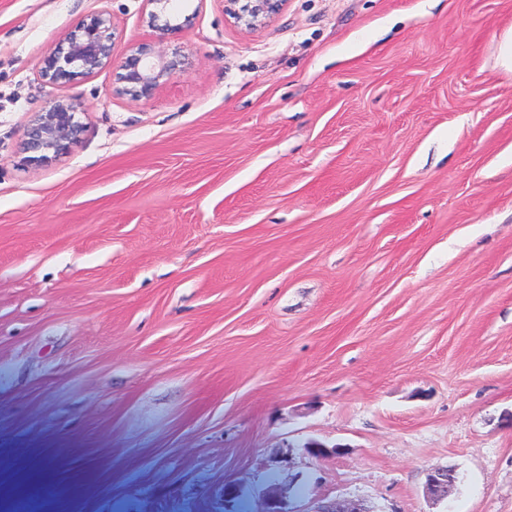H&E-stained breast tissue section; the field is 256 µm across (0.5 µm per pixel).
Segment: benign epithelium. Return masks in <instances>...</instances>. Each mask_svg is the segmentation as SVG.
<instances>
[{
  "mask_svg": "<svg viewBox=\"0 0 512 512\" xmlns=\"http://www.w3.org/2000/svg\"><path fill=\"white\" fill-rule=\"evenodd\" d=\"M142 22L162 32L173 30L152 6L162 0H143ZM223 0L224 14L249 30L277 14L286 0ZM116 27L111 12L103 8L82 19L44 59L39 71L40 80L53 88H62L78 77H92L105 68H112L115 94L129 92L151 98L184 66L178 51L168 52L150 42L128 43L121 57L113 54ZM79 107L63 99L35 113L25 130V149L32 153L28 161L43 164L68 153L71 144L83 132L77 117ZM454 476L446 470L429 475V490L437 495Z\"/></svg>",
  "mask_w": 512,
  "mask_h": 512,
  "instance_id": "1",
  "label": "benign epithelium"
}]
</instances>
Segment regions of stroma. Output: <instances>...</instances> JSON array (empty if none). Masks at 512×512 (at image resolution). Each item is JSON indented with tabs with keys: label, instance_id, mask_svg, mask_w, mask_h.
Here are the masks:
<instances>
[{
	"label": "stroma",
	"instance_id": "obj_1",
	"mask_svg": "<svg viewBox=\"0 0 512 512\" xmlns=\"http://www.w3.org/2000/svg\"><path fill=\"white\" fill-rule=\"evenodd\" d=\"M103 7L188 68L44 86ZM141 9L0 0V512H512V0ZM224 14L245 29H254L265 20L277 14L286 0H248L245 6H238L240 0H222ZM80 113L79 107L64 99L36 112L24 135L25 149L36 155L28 157L27 161L43 164L67 154L84 129L77 117Z\"/></svg>",
	"mask_w": 512,
	"mask_h": 512
}]
</instances>
